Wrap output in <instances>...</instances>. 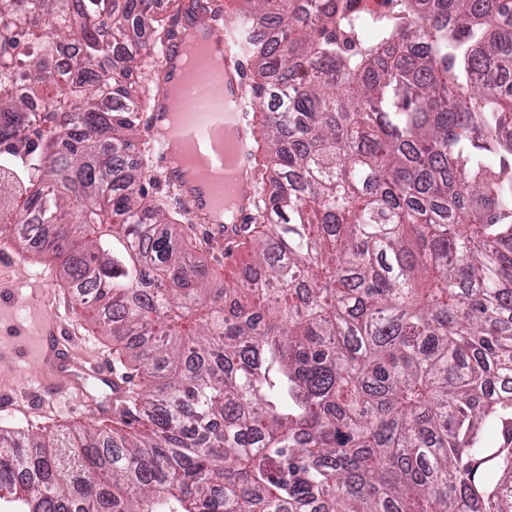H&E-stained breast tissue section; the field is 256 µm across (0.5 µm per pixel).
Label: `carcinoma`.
I'll return each instance as SVG.
<instances>
[{
  "label": "carcinoma",
  "mask_w": 512,
  "mask_h": 512,
  "mask_svg": "<svg viewBox=\"0 0 512 512\" xmlns=\"http://www.w3.org/2000/svg\"><path fill=\"white\" fill-rule=\"evenodd\" d=\"M274 102L215 287L123 161L150 0H0V223L56 260L126 388L112 431L0 434L14 512H512V0H244ZM205 30L213 0H177ZM153 48L130 44L129 20ZM147 69L134 96L125 73ZM214 254L220 259L221 265L213 261L210 255L201 254L200 258L209 265V267L217 270L218 282H224L226 279L227 284L232 285L236 281L247 279L253 275L251 267V258L245 249L237 251L232 250L231 256L224 258L218 249L214 250Z\"/></svg>",
  "instance_id": "obj_1"
}]
</instances>
